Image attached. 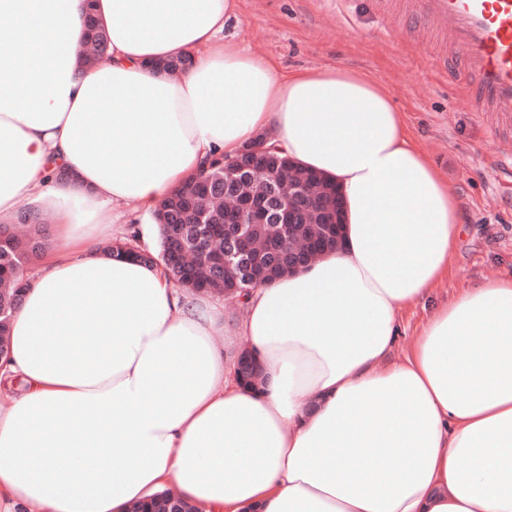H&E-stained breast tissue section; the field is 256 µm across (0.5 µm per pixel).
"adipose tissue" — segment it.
Segmentation results:
<instances>
[{
  "mask_svg": "<svg viewBox=\"0 0 512 512\" xmlns=\"http://www.w3.org/2000/svg\"><path fill=\"white\" fill-rule=\"evenodd\" d=\"M0 0V222L56 221L0 381V512H126L173 487L206 512H512V271L399 313L448 271L463 215L389 91L343 68L284 75L224 35L237 0ZM193 58L180 77L154 61ZM272 136L340 189L344 240L217 298L105 253L112 212L152 217L213 159ZM248 342L261 388L226 354Z\"/></svg>",
  "mask_w": 512,
  "mask_h": 512,
  "instance_id": "obj_1",
  "label": "adipose tissue"
}]
</instances>
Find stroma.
<instances>
[{
  "mask_svg": "<svg viewBox=\"0 0 512 512\" xmlns=\"http://www.w3.org/2000/svg\"><path fill=\"white\" fill-rule=\"evenodd\" d=\"M417 0H238L225 37L270 56L284 72L345 67L382 83L412 138L445 176L466 234L432 294L447 301L512 269V136L457 104L444 70L448 40L431 36Z\"/></svg>",
  "mask_w": 512,
  "mask_h": 512,
  "instance_id": "stroma-1",
  "label": "stroma"
}]
</instances>
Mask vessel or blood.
<instances>
[{
    "mask_svg": "<svg viewBox=\"0 0 512 512\" xmlns=\"http://www.w3.org/2000/svg\"><path fill=\"white\" fill-rule=\"evenodd\" d=\"M418 10L462 56L453 79L464 108L493 113L497 133L512 134V0H418Z\"/></svg>",
    "mask_w": 512,
    "mask_h": 512,
    "instance_id": "obj_1",
    "label": "vessel or blood"
}]
</instances>
